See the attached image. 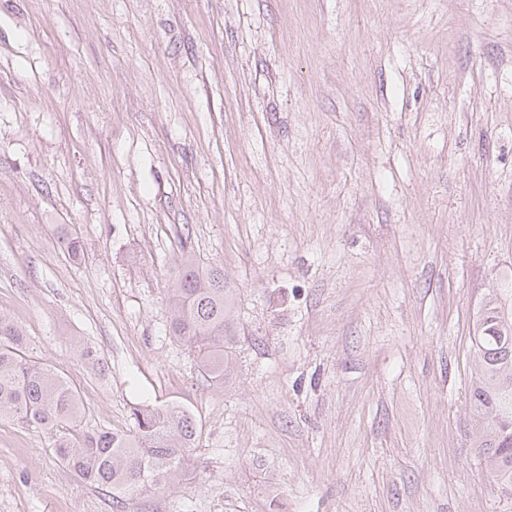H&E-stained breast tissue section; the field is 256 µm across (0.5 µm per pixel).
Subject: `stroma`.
<instances>
[{
    "label": "stroma",
    "mask_w": 512,
    "mask_h": 512,
    "mask_svg": "<svg viewBox=\"0 0 512 512\" xmlns=\"http://www.w3.org/2000/svg\"><path fill=\"white\" fill-rule=\"evenodd\" d=\"M187 251L229 290L219 383L169 334ZM492 296L512 0H0V314L78 432L172 400L201 432L116 506L0 421V512H512L471 446Z\"/></svg>",
    "instance_id": "stroma-1"
}]
</instances>
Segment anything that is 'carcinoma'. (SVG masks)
Here are the masks:
<instances>
[{"label": "carcinoma", "mask_w": 512, "mask_h": 512, "mask_svg": "<svg viewBox=\"0 0 512 512\" xmlns=\"http://www.w3.org/2000/svg\"><path fill=\"white\" fill-rule=\"evenodd\" d=\"M60 242L76 260L80 237L61 228ZM228 291L224 269L203 268L183 257L172 288V336L193 349L210 379H224V322ZM475 368L471 409L485 422L475 441L494 482L512 493V321L488 301L473 337ZM82 414L76 390L50 366L23 351V330L0 315V420L52 439L63 465L84 481L103 487L120 504L151 487L178 482L199 440L197 421L185 405L137 406L131 434L99 432L75 437Z\"/></svg>", "instance_id": "obj_1"}]
</instances>
